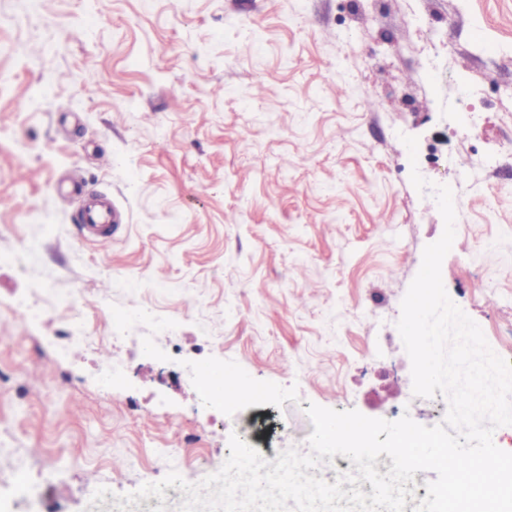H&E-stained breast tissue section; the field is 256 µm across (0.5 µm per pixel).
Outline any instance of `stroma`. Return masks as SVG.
I'll return each mask as SVG.
<instances>
[{"label": "stroma", "instance_id": "obj_1", "mask_svg": "<svg viewBox=\"0 0 512 512\" xmlns=\"http://www.w3.org/2000/svg\"><path fill=\"white\" fill-rule=\"evenodd\" d=\"M509 142L512 0H0V512H42L47 489L95 512L98 487L154 468L203 479L243 427L307 447L312 403L440 424L397 337L444 230L410 175L466 193L442 280L495 346L512 170L475 155ZM83 192L124 214L109 249ZM27 292L48 321L15 318ZM143 309L136 340L108 342L111 315ZM79 319L97 344L53 350ZM118 353L133 368L104 384ZM213 367L267 405L213 412L191 383Z\"/></svg>", "mask_w": 512, "mask_h": 512}]
</instances>
